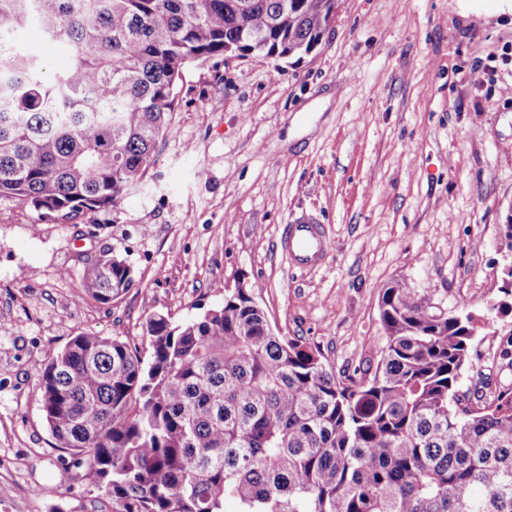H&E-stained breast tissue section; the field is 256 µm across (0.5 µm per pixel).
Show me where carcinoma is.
Masks as SVG:
<instances>
[{
    "instance_id": "obj_1",
    "label": "carcinoma",
    "mask_w": 512,
    "mask_h": 512,
    "mask_svg": "<svg viewBox=\"0 0 512 512\" xmlns=\"http://www.w3.org/2000/svg\"><path fill=\"white\" fill-rule=\"evenodd\" d=\"M336 0H0V197L39 223L116 207L155 163L191 65L310 53ZM67 56L46 71L15 32ZM134 270L104 255L101 304ZM257 286L182 322L147 317L149 356L80 333L46 365L41 408L115 512H512V392L459 394L478 329L393 285L375 370L336 376L276 333Z\"/></svg>"
}]
</instances>
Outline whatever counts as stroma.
Here are the masks:
<instances>
[{"instance_id":"obj_1","label":"stroma","mask_w":512,"mask_h":512,"mask_svg":"<svg viewBox=\"0 0 512 512\" xmlns=\"http://www.w3.org/2000/svg\"><path fill=\"white\" fill-rule=\"evenodd\" d=\"M157 151L116 208L71 222L0 197V512H112L41 411L40 375L72 336L143 350L148 315L187 320L256 283L272 325L341 372L376 367L394 284L485 316L512 214V0H336L301 60L188 68ZM304 213L333 249L301 271L280 238ZM106 253L136 284L101 305L79 273ZM511 332L512 313L477 332L461 392L512 390Z\"/></svg>"}]
</instances>
